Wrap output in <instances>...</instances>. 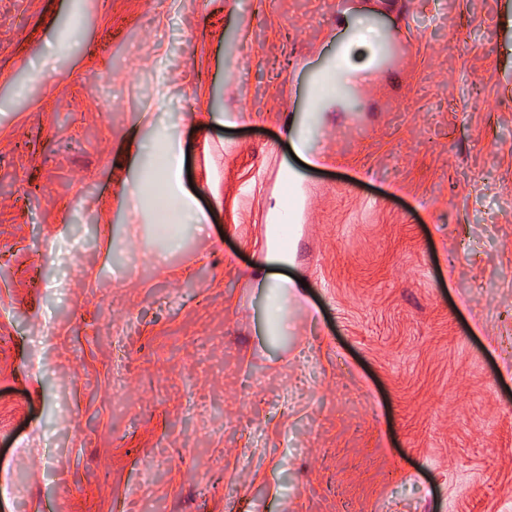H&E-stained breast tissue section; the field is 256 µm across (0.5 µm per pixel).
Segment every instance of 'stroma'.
<instances>
[{"mask_svg":"<svg viewBox=\"0 0 512 512\" xmlns=\"http://www.w3.org/2000/svg\"><path fill=\"white\" fill-rule=\"evenodd\" d=\"M350 7L396 59L300 168ZM168 135L174 251L114 196ZM288 167L280 339L245 273ZM0 512H512V0H0ZM310 95L313 97H316V99L311 100L307 103V112L311 116H313V122L314 125L317 126L319 124L317 116L321 115V112L324 109V105L322 103L323 100H320L319 97V88L318 84L315 82L311 89H310ZM315 126H310V128L307 129V131H303L294 141L295 148L297 152H299L302 155H305V153L310 152V144H311V129ZM183 154L180 142L169 138L164 149V167L161 175V189L179 204L181 215L193 227L202 229L206 223V213L197 205L195 197L185 188L182 180ZM161 191V192H162Z\"/></svg>","mask_w":512,"mask_h":512,"instance_id":"35a3bbf8","label":"stroma"}]
</instances>
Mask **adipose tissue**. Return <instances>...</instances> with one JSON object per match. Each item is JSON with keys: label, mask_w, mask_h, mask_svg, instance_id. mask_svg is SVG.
<instances>
[{"label": "adipose tissue", "mask_w": 512, "mask_h": 512, "mask_svg": "<svg viewBox=\"0 0 512 512\" xmlns=\"http://www.w3.org/2000/svg\"><path fill=\"white\" fill-rule=\"evenodd\" d=\"M386 42V34L380 32L373 22L362 17L346 21L345 36L332 63L337 81L346 84L356 73L375 69L379 53ZM182 166L183 154L179 141L168 139L164 149L161 189L178 203L181 215L190 225L198 227L206 223L207 215L185 188ZM290 261L288 252L272 246L261 257V264L267 272L261 280L256 281L255 286L267 300L266 333L270 336L285 335L288 305L301 300L296 280L280 273L281 267L287 266Z\"/></svg>", "instance_id": "obj_1"}]
</instances>
